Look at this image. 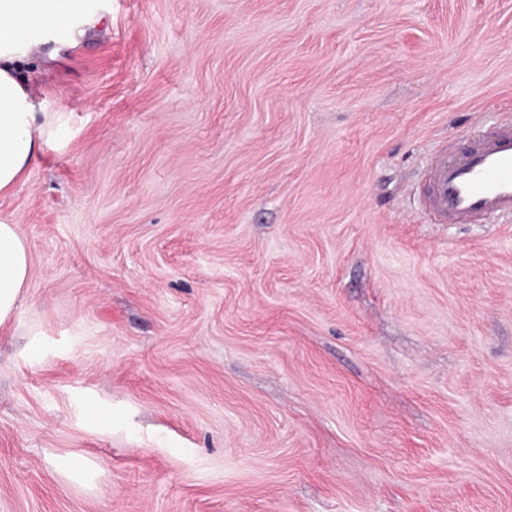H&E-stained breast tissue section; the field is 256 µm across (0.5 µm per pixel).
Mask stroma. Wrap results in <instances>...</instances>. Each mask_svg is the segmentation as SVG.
Listing matches in <instances>:
<instances>
[{
	"label": "stroma",
	"instance_id": "obj_1",
	"mask_svg": "<svg viewBox=\"0 0 512 512\" xmlns=\"http://www.w3.org/2000/svg\"><path fill=\"white\" fill-rule=\"evenodd\" d=\"M104 9L0 195V512H512V221L419 204L512 119V0ZM30 267V253L18 225L0 221V326L20 307Z\"/></svg>",
	"mask_w": 512,
	"mask_h": 512
}]
</instances>
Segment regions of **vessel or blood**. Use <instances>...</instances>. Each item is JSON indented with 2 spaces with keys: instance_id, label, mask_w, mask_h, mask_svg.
Segmentation results:
<instances>
[{
  "instance_id": "b4317fda",
  "label": "vessel or blood",
  "mask_w": 512,
  "mask_h": 512,
  "mask_svg": "<svg viewBox=\"0 0 512 512\" xmlns=\"http://www.w3.org/2000/svg\"><path fill=\"white\" fill-rule=\"evenodd\" d=\"M423 198L436 224H470L487 215L512 218V124L483 131L454 156L435 155Z\"/></svg>"
}]
</instances>
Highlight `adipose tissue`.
Instances as JSON below:
<instances>
[{"instance_id":"adipose-tissue-1","label":"adipose tissue","mask_w":512,"mask_h":512,"mask_svg":"<svg viewBox=\"0 0 512 512\" xmlns=\"http://www.w3.org/2000/svg\"><path fill=\"white\" fill-rule=\"evenodd\" d=\"M103 21L95 0H0V193L24 177L50 128L29 86L40 50L75 46ZM30 267L17 225L0 221V326L20 307Z\"/></svg>"}]
</instances>
